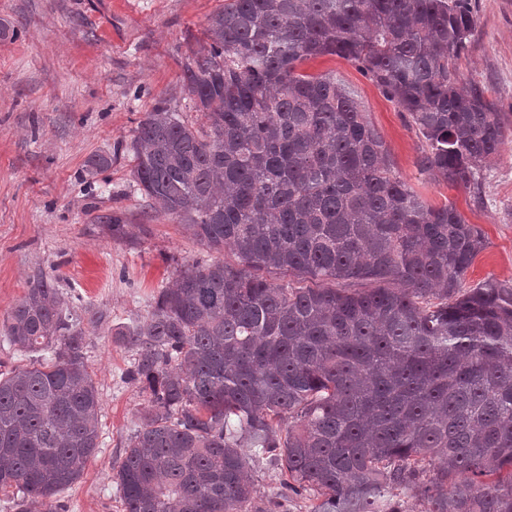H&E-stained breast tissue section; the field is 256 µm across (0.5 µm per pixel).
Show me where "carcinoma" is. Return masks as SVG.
<instances>
[{"label": "carcinoma", "mask_w": 512, "mask_h": 512, "mask_svg": "<svg viewBox=\"0 0 512 512\" xmlns=\"http://www.w3.org/2000/svg\"><path fill=\"white\" fill-rule=\"evenodd\" d=\"M471 0H229L185 65L200 124L160 103L129 151L138 189L229 260L193 263L114 332L150 408L113 476L123 512H265V459L310 512H512V283L464 278L485 235L395 170L336 77L354 63L424 143L422 174L477 186L508 139L460 82ZM279 278L273 279L271 275ZM0 340V493L15 512L74 484L100 397L81 320L34 280Z\"/></svg>", "instance_id": "1"}]
</instances>
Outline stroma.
<instances>
[{"instance_id":"obj_1","label":"stroma","mask_w":512,"mask_h":512,"mask_svg":"<svg viewBox=\"0 0 512 512\" xmlns=\"http://www.w3.org/2000/svg\"><path fill=\"white\" fill-rule=\"evenodd\" d=\"M226 0H0V322L37 276L81 316L84 362L101 402L100 446L81 478L30 512H123L113 468L148 398L124 380L134 350L114 328L142 320L183 265L218 260L177 219L157 213L132 176L128 146L159 102L185 109L184 65ZM475 30L460 61L512 130V0H472ZM332 73L361 102L396 171L429 203L453 202L488 245L465 283L512 282V137L479 187L420 174L423 142L396 105L338 56L304 64ZM109 167L90 165L98 156ZM122 231L112 235L111 219ZM273 512H308L266 464L249 472Z\"/></svg>"}]
</instances>
